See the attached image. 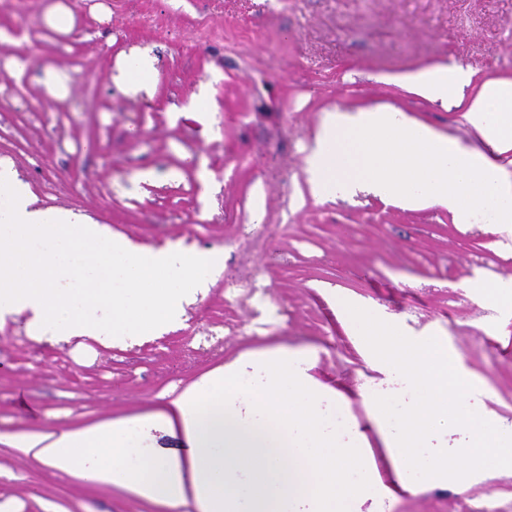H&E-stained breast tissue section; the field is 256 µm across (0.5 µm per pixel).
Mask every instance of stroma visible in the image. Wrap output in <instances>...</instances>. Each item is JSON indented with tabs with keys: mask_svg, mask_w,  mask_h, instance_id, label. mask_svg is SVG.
Returning <instances> with one entry per match:
<instances>
[{
	"mask_svg": "<svg viewBox=\"0 0 512 512\" xmlns=\"http://www.w3.org/2000/svg\"><path fill=\"white\" fill-rule=\"evenodd\" d=\"M70 33L43 26L39 0H0V29L28 30L23 73L0 64V159L39 207L89 216L132 244L219 251L182 323L123 345L30 337L26 316L0 322V503L13 512H170L52 470L18 434L134 421L239 355L278 347L315 354L312 375L349 404L321 401L330 423L372 433L379 384L409 403L397 367L375 372L336 318L353 295L411 337L444 339L459 396L512 429V234L484 215L457 224L446 207L408 210L356 189L319 201L307 159L326 111L386 105L461 141L464 108L443 106L384 75L436 63L473 72L474 96L512 79V0H65ZM151 44L153 94L124 93L119 54ZM73 82L65 99L41 84L40 55ZM215 110L181 106L199 82ZM278 232L262 259L266 291L232 295L249 266L246 240ZM393 512H512V471L487 461L475 478L423 481Z\"/></svg>",
	"mask_w": 512,
	"mask_h": 512,
	"instance_id": "1",
	"label": "stroma"
}]
</instances>
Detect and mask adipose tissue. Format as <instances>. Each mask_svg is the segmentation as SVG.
<instances>
[{
  "label": "adipose tissue",
  "mask_w": 512,
  "mask_h": 512,
  "mask_svg": "<svg viewBox=\"0 0 512 512\" xmlns=\"http://www.w3.org/2000/svg\"><path fill=\"white\" fill-rule=\"evenodd\" d=\"M470 68L438 63L390 74L426 100L461 95ZM472 143L465 144L384 107L331 110L310 158L309 186L328 200L348 188H364L402 207L429 202L448 208L455 223H472L479 211L512 228V173L493 154L512 153V80H490L465 106ZM339 320L377 371L399 365L415 401L401 409L390 390L375 394L369 419L380 441L371 447L357 432L345 447L327 431L318 406L324 394L345 404L340 390H326L310 376L311 354L276 348L239 358L173 398L167 410L139 426L106 421L24 437L25 454L52 469L95 484L128 491L146 501L196 512H390L391 502L417 495L407 474L447 484L448 461L430 455L427 436L445 429L460 408L455 362L437 337L413 341L352 297L337 299ZM265 381L252 383L249 365ZM180 427L187 459L162 458L142 448L157 427ZM499 428L473 434L463 460L479 472L487 459L512 470V448Z\"/></svg>",
  "instance_id": "adipose-tissue-1"
}]
</instances>
